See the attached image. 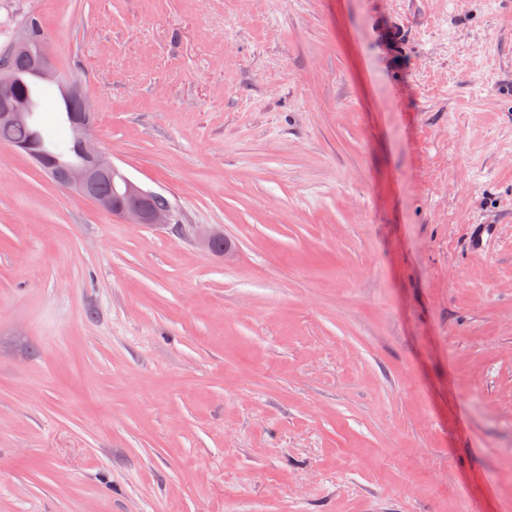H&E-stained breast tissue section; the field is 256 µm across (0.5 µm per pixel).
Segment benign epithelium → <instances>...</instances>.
I'll return each instance as SVG.
<instances>
[{
    "label": "benign epithelium",
    "instance_id": "benign-epithelium-1",
    "mask_svg": "<svg viewBox=\"0 0 512 512\" xmlns=\"http://www.w3.org/2000/svg\"><path fill=\"white\" fill-rule=\"evenodd\" d=\"M33 72L42 81L59 84L62 76L54 66L49 52H44L33 61ZM12 92V80L8 72H0V120H25L28 114L6 107ZM74 133L86 157V164L68 170L64 177L65 186L76 191L97 207L127 221L130 224L161 226L171 224L174 216L171 207L164 202V196L145 190L136 183L128 182L131 200L128 205L115 204L112 199L98 194L97 182L107 179L118 171L111 157L98 145L94 134L93 117L80 114L73 119Z\"/></svg>",
    "mask_w": 512,
    "mask_h": 512
}]
</instances>
